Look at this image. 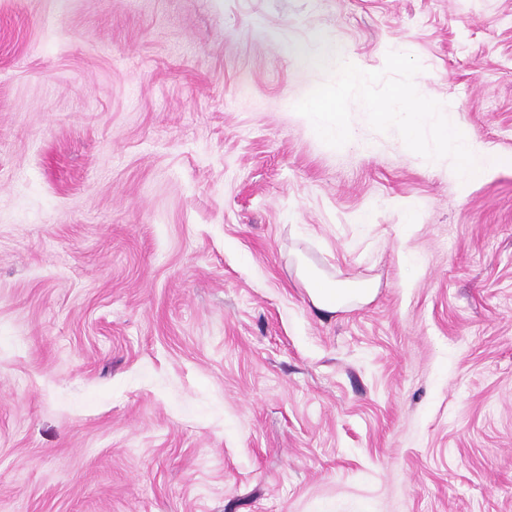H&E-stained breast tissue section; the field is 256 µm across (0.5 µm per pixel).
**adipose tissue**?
<instances>
[{
	"label": "adipose tissue",
	"mask_w": 512,
	"mask_h": 512,
	"mask_svg": "<svg viewBox=\"0 0 512 512\" xmlns=\"http://www.w3.org/2000/svg\"><path fill=\"white\" fill-rule=\"evenodd\" d=\"M298 276L313 306L322 312L333 314L352 303L370 301L376 294L371 282L335 280L303 260L298 263Z\"/></svg>",
	"instance_id": "1"
}]
</instances>
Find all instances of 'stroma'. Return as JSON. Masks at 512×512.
Wrapping results in <instances>:
<instances>
[{"label": "stroma", "mask_w": 512, "mask_h": 512, "mask_svg": "<svg viewBox=\"0 0 512 512\" xmlns=\"http://www.w3.org/2000/svg\"><path fill=\"white\" fill-rule=\"evenodd\" d=\"M321 35L508 164L324 144ZM0 512H512V0H0ZM298 276L308 291L313 306L322 312L336 313L355 302H368L376 294L369 281H341L332 279L302 257L297 258Z\"/></svg>", "instance_id": "stroma-1"}]
</instances>
